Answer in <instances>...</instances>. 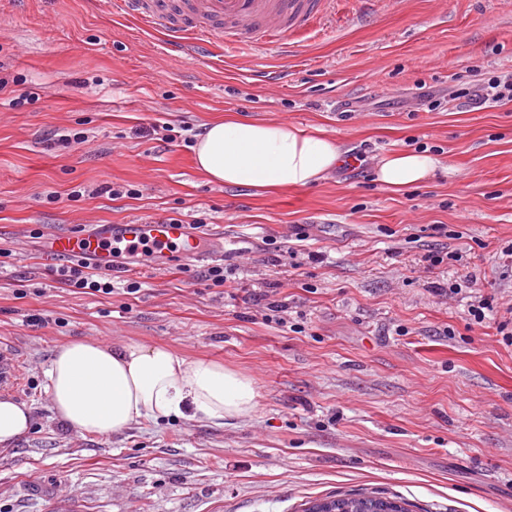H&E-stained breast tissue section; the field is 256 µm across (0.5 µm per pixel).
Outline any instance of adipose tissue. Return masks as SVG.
Masks as SVG:
<instances>
[{"label": "adipose tissue", "mask_w": 512, "mask_h": 512, "mask_svg": "<svg viewBox=\"0 0 512 512\" xmlns=\"http://www.w3.org/2000/svg\"><path fill=\"white\" fill-rule=\"evenodd\" d=\"M342 159L323 128L227 116L197 135L193 163L210 182L285 191L326 180ZM430 150L409 149L375 160L379 182L391 190L425 182L445 169ZM51 408L78 434H118L142 421L203 418L214 424L252 415L253 380L214 361L189 359L163 345L76 339L57 347L45 372ZM26 404L0 397V447L26 434Z\"/></svg>", "instance_id": "1"}]
</instances>
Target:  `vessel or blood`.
I'll return each instance as SVG.
<instances>
[{"label": "vessel or blood", "mask_w": 512, "mask_h": 512, "mask_svg": "<svg viewBox=\"0 0 512 512\" xmlns=\"http://www.w3.org/2000/svg\"><path fill=\"white\" fill-rule=\"evenodd\" d=\"M125 15L160 29L175 51L204 56L223 41L276 44L288 47L327 11L330 0H191L178 17H170L168 0H113ZM139 253L141 263L156 271L168 269L175 255L195 260L215 257L211 236L191 225L165 218L128 224H102L80 234L56 233L47 252L56 262L75 255L91 260L95 269L116 270L115 249Z\"/></svg>", "instance_id": "b4317fda"}]
</instances>
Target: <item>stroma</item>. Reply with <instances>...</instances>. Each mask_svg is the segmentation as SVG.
<instances>
[{
    "label": "stroma",
    "instance_id": "1",
    "mask_svg": "<svg viewBox=\"0 0 512 512\" xmlns=\"http://www.w3.org/2000/svg\"><path fill=\"white\" fill-rule=\"evenodd\" d=\"M493 76L512 79V0H336L288 52L197 58L106 0H0V348L19 362L0 395L32 413L0 450V512H303L358 492L512 512V102L458 98ZM229 112L323 128L363 160L279 193L208 183L192 142ZM63 130L88 140L53 145ZM414 141L449 172L385 188L372 158ZM148 216L223 237L227 282L181 257L113 274L111 295L48 275L42 235ZM431 250L460 259L429 271ZM467 278L448 299L430 289ZM72 339L224 363L258 410L74 433L44 375Z\"/></svg>",
    "mask_w": 512,
    "mask_h": 512
}]
</instances>
